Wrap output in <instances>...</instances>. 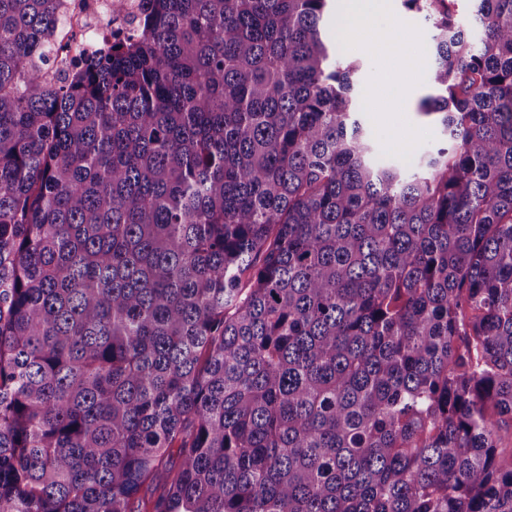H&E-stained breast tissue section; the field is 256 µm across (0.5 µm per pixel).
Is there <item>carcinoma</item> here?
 Returning a JSON list of instances; mask_svg holds the SVG:
<instances>
[{"label": "carcinoma", "instance_id": "carcinoma-1", "mask_svg": "<svg viewBox=\"0 0 512 512\" xmlns=\"http://www.w3.org/2000/svg\"><path fill=\"white\" fill-rule=\"evenodd\" d=\"M59 2L0 0V512H512V0H403L413 170L335 0H141L50 85ZM384 1L385 13L367 32L369 35L391 20L400 37L393 55L387 58L367 55L359 48V41L345 35V28L338 35L334 26L330 34L334 41L337 40L341 54L360 65L352 76L351 106L354 112H358L356 115L375 143L379 157L411 165L443 142L440 126L418 110L420 99L430 92L427 74L432 63L429 54L431 24L421 16L406 13L400 0ZM384 1L349 0L346 13L349 36L358 38L361 26L371 25L382 14ZM385 70L399 71L398 82L405 86L404 94L381 85L380 76ZM390 126L399 130L401 140L397 143L388 140Z\"/></svg>", "mask_w": 512, "mask_h": 512}]
</instances>
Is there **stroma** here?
<instances>
[{"label":"stroma","instance_id":"obj_1","mask_svg":"<svg viewBox=\"0 0 512 512\" xmlns=\"http://www.w3.org/2000/svg\"><path fill=\"white\" fill-rule=\"evenodd\" d=\"M389 21L399 34L398 49L389 57L366 54L358 42L343 34L337 35L336 40L341 54L360 65L352 77L351 106L375 143L379 157L411 165L443 142L440 126L418 110L420 99L429 92L432 31L423 17L405 12L400 0H385V13L377 23L382 26ZM386 70L399 71L404 93L381 85L380 76Z\"/></svg>","mask_w":512,"mask_h":512}]
</instances>
